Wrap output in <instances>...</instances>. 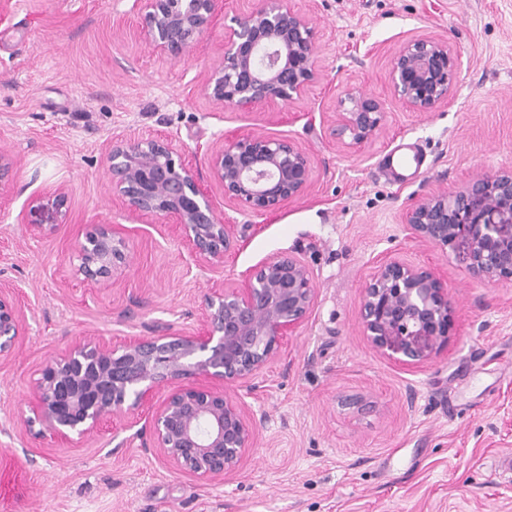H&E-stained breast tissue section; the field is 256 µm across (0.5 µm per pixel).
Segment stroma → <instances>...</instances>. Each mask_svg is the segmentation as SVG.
Returning a JSON list of instances; mask_svg holds the SVG:
<instances>
[{"instance_id": "stroma-1", "label": "stroma", "mask_w": 512, "mask_h": 512, "mask_svg": "<svg viewBox=\"0 0 512 512\" xmlns=\"http://www.w3.org/2000/svg\"><path fill=\"white\" fill-rule=\"evenodd\" d=\"M0 13V149L17 164L0 196V286L22 334L0 363V512H512V281L471 274L460 251L411 238V200L456 190L478 172L512 171V0H291L315 25L321 76L299 99L220 108L196 88L222 54L224 27L176 59L137 35L133 0H6ZM448 42L459 65L448 104L406 109L389 80L405 41ZM350 88L378 97L375 137L351 147L307 126ZM289 137L306 148L313 184L257 217L225 205L206 149L225 136ZM172 137L210 187L218 212L261 229L221 264L196 260L176 230L132 216L112 193L109 140ZM410 143L422 165L406 184L384 157ZM63 185L69 222L36 239L31 199ZM127 234L129 266L101 287L71 276L83 225ZM297 251L317 285L308 318L244 400L252 448L214 483L147 448L158 391L136 413L64 440L29 428L45 363L93 337L119 346L156 327L198 328L205 298L281 253ZM396 255L433 269L455 300L448 345L402 366L377 352L359 310L373 263Z\"/></svg>"}]
</instances>
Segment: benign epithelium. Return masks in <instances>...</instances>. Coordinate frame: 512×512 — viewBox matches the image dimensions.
<instances>
[{"instance_id": "benign-epithelium-1", "label": "benign epithelium", "mask_w": 512, "mask_h": 512, "mask_svg": "<svg viewBox=\"0 0 512 512\" xmlns=\"http://www.w3.org/2000/svg\"><path fill=\"white\" fill-rule=\"evenodd\" d=\"M218 0H135L142 13L139 38L157 56L178 57L219 22L224 23L221 57L202 77L199 94L219 107H242L302 96L320 77L311 17L291 0H265L240 16L221 15ZM458 59L448 42L417 37L402 43L389 77L399 101L412 111L448 103ZM341 111L326 117L329 134L358 144L381 125L379 100L350 89ZM112 193L137 216L169 219L195 257L212 264L239 250L254 224L219 219L209 190L182 160L169 137L117 139L106 148ZM213 182L224 202L263 216L305 195L313 170L306 148L288 137H227L207 148ZM15 163L0 151V195ZM68 189L59 185L32 201L24 224L33 236L54 235L68 223ZM409 235L442 251L460 245L473 275L488 281L512 278V171L479 173L450 193L438 190L412 201L404 214ZM80 264L74 274L106 286L128 263L122 229L87 224L74 242ZM317 298V285L297 253H281L239 282L209 295L200 328L175 334L162 327L121 348L84 338L48 361L28 402L33 417L57 436H84L118 410L133 413L160 388L168 395L150 417L152 447L176 470L206 481H224L252 447L255 423L230 393L254 383L277 356L284 339L303 325ZM454 302L435 271L395 256L374 263L360 304V320L372 346L403 365L432 360L448 344ZM21 324L13 298L0 291V362L12 358ZM204 377L211 385L190 379Z\"/></svg>"}]
</instances>
